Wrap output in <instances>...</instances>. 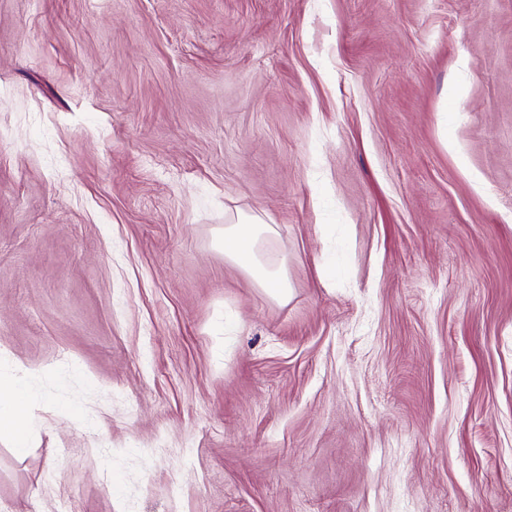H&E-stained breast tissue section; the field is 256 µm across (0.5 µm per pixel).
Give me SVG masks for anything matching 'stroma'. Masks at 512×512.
<instances>
[{"label":"stroma","instance_id":"obj_1","mask_svg":"<svg viewBox=\"0 0 512 512\" xmlns=\"http://www.w3.org/2000/svg\"><path fill=\"white\" fill-rule=\"evenodd\" d=\"M0 351V512H512V0H0ZM256 217H239L234 224L224 227V252L239 261L260 283L277 294H285L288 284L281 269L271 268L254 251L255 245L270 230L267 224H260ZM31 402L25 390L17 383H0V437L14 439L22 447L28 442L21 437L31 414Z\"/></svg>","mask_w":512,"mask_h":512}]
</instances>
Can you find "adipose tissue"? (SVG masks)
<instances>
[{
	"label": "adipose tissue",
	"mask_w": 512,
	"mask_h": 512,
	"mask_svg": "<svg viewBox=\"0 0 512 512\" xmlns=\"http://www.w3.org/2000/svg\"><path fill=\"white\" fill-rule=\"evenodd\" d=\"M269 225L256 217L238 218L224 227V252L239 261L260 283L272 291L283 294L288 290L281 269L269 267L254 251L255 245L269 232ZM31 402L25 390L15 383H0V437L20 439L30 417Z\"/></svg>",
	"instance_id": "obj_1"
}]
</instances>
